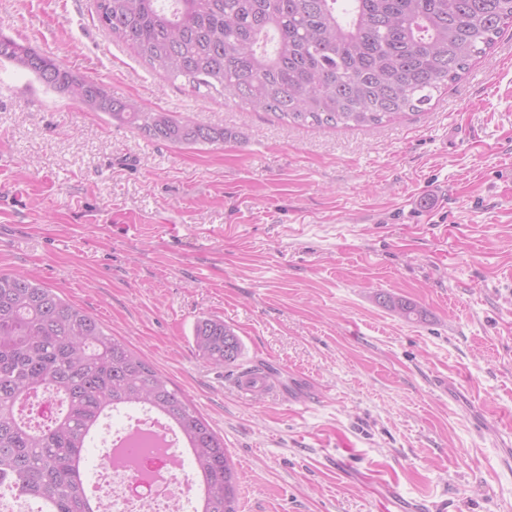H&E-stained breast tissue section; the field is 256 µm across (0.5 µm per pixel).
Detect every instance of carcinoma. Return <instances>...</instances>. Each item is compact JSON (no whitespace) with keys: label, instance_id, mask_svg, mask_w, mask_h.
Masks as SVG:
<instances>
[{"label":"carcinoma","instance_id":"1","mask_svg":"<svg viewBox=\"0 0 512 512\" xmlns=\"http://www.w3.org/2000/svg\"><path fill=\"white\" fill-rule=\"evenodd\" d=\"M94 14L153 69L204 97L237 99L297 126L370 128L421 111L458 80L512 24V0H94ZM3 61L152 140L222 145L235 137L114 97L0 36ZM376 301L408 320L423 316L391 293ZM193 341L215 366L243 353L221 319H198ZM45 387L63 408L33 427L16 405ZM120 408L167 417L189 445L202 512H238L236 464L183 394L93 316L26 273L0 272V484L39 502L41 512H104L87 494L83 452L101 420Z\"/></svg>","mask_w":512,"mask_h":512}]
</instances>
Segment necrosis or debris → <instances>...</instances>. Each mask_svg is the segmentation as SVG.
<instances>
[{
  "mask_svg": "<svg viewBox=\"0 0 512 512\" xmlns=\"http://www.w3.org/2000/svg\"><path fill=\"white\" fill-rule=\"evenodd\" d=\"M157 418L152 410H136L124 446L107 441L100 448L94 484L111 510L170 512L177 503L194 512L196 479L188 469V454L173 426L149 430Z\"/></svg>",
  "mask_w": 512,
  "mask_h": 512,
  "instance_id": "necrosis-or-debris-1",
  "label": "necrosis or debris"
}]
</instances>
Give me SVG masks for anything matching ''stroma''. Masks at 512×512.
Instances as JSON below:
<instances>
[{
    "label": "stroma",
    "mask_w": 512,
    "mask_h": 512,
    "mask_svg": "<svg viewBox=\"0 0 512 512\" xmlns=\"http://www.w3.org/2000/svg\"><path fill=\"white\" fill-rule=\"evenodd\" d=\"M0 34L235 131L150 140L0 65V271L53 288L191 401L242 474L239 512H512L511 27L424 111L371 129L202 98L93 0H0ZM203 316L308 406L239 392L194 350ZM376 301L382 307L387 308L398 314L400 317H404L408 320L421 319L423 316V311L420 310L415 303L391 293H377Z\"/></svg>",
    "instance_id": "1"
}]
</instances>
